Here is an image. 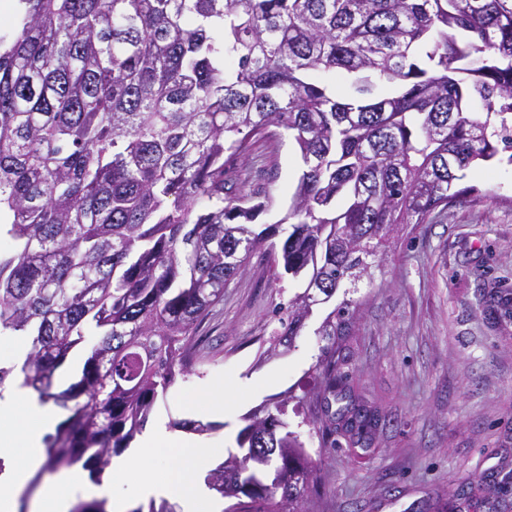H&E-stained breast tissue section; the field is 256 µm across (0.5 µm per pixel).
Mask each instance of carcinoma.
I'll list each match as a JSON object with an SVG mask.
<instances>
[{
	"instance_id": "1",
	"label": "carcinoma",
	"mask_w": 512,
	"mask_h": 512,
	"mask_svg": "<svg viewBox=\"0 0 512 512\" xmlns=\"http://www.w3.org/2000/svg\"><path fill=\"white\" fill-rule=\"evenodd\" d=\"M0 28V334L26 336L22 386L67 412L46 439L51 472L93 478L195 372L196 333L250 255L288 225L278 257L306 278L268 352L369 271L401 225L473 187L458 172L509 151L512 0H18ZM344 71L336 97L319 77ZM479 101L483 109L475 111ZM291 136L304 169L286 215L224 194V158ZM324 318L312 419L360 438ZM92 343L80 377L55 372ZM285 397L239 431L208 487L246 512H311L314 472Z\"/></svg>"
}]
</instances>
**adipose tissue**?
<instances>
[{
  "label": "adipose tissue",
  "instance_id": "adipose-tissue-1",
  "mask_svg": "<svg viewBox=\"0 0 512 512\" xmlns=\"http://www.w3.org/2000/svg\"><path fill=\"white\" fill-rule=\"evenodd\" d=\"M56 412L27 388L9 385L0 391V512H15L18 496L41 468L44 438ZM212 451L199 442H184L165 429L149 433L133 455L112 463L110 482L91 486L79 470L58 475L36 502L35 512H70L77 496L113 499V512H127L114 489L130 485L140 496L164 497L180 504L182 512H209L200 477L211 463Z\"/></svg>",
  "mask_w": 512,
  "mask_h": 512
}]
</instances>
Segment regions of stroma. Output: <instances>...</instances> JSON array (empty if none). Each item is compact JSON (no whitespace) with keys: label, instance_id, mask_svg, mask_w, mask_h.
Instances as JSON below:
<instances>
[{"label":"stroma","instance_id":"stroma-1","mask_svg":"<svg viewBox=\"0 0 512 512\" xmlns=\"http://www.w3.org/2000/svg\"><path fill=\"white\" fill-rule=\"evenodd\" d=\"M302 167L283 135L255 142L227 176L233 195L249 203L270 197L257 222L271 224L286 214ZM456 186L476 187L478 195L404 227L370 274L335 296L354 310L339 341L341 372L354 403L377 419L370 447L340 433L322 442L308 422L325 344L317 330L331 304L315 308L290 351L268 353L276 313L299 286L277 277L261 248L200 323L201 362L157 403L148 428L201 441L219 463L237 453L244 416L289 391L302 403L289 405L288 426L316 466L314 512H452L448 502L463 484L474 495L453 512H512V495L501 506L482 491L492 476L512 473V164L467 170ZM216 381L238 386L231 407L189 406L191 395ZM183 420L213 429L199 434L180 428Z\"/></svg>","mask_w":512,"mask_h":512}]
</instances>
